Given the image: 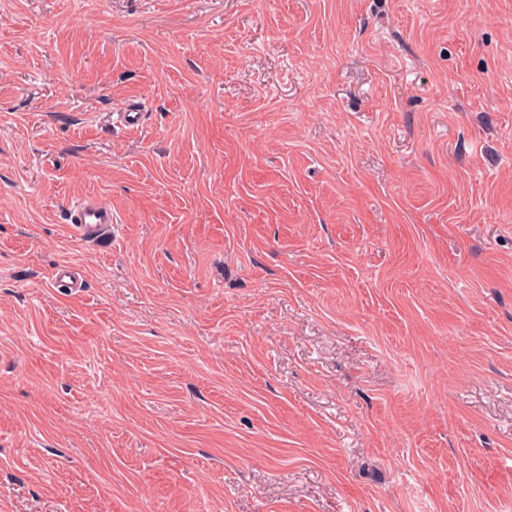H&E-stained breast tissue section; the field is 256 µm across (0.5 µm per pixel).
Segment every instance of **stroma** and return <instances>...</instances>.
Segmentation results:
<instances>
[{
    "instance_id": "obj_1",
    "label": "stroma",
    "mask_w": 512,
    "mask_h": 512,
    "mask_svg": "<svg viewBox=\"0 0 512 512\" xmlns=\"http://www.w3.org/2000/svg\"><path fill=\"white\" fill-rule=\"evenodd\" d=\"M0 512H512V0H0ZM114 223L111 204L96 196H86L70 208V224L76 225L81 236L112 233Z\"/></svg>"
}]
</instances>
